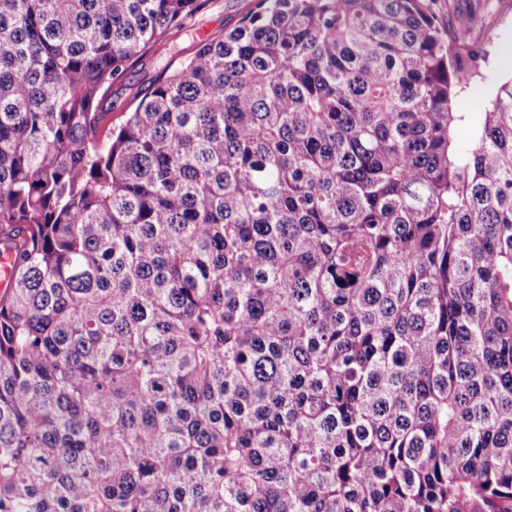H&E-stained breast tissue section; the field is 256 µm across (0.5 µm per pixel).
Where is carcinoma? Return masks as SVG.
<instances>
[{
  "mask_svg": "<svg viewBox=\"0 0 512 512\" xmlns=\"http://www.w3.org/2000/svg\"><path fill=\"white\" fill-rule=\"evenodd\" d=\"M0 0V512H512V79L434 0ZM251 0H211L208 8L192 21L195 27L212 30L222 24L229 27L247 12Z\"/></svg>",
  "mask_w": 512,
  "mask_h": 512,
  "instance_id": "obj_1",
  "label": "carcinoma"
}]
</instances>
